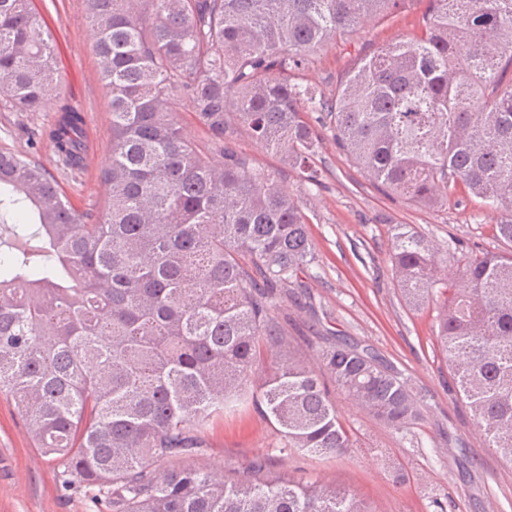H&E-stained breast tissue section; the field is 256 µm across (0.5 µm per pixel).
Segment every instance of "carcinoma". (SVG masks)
<instances>
[{
    "label": "carcinoma",
    "mask_w": 512,
    "mask_h": 512,
    "mask_svg": "<svg viewBox=\"0 0 512 512\" xmlns=\"http://www.w3.org/2000/svg\"><path fill=\"white\" fill-rule=\"evenodd\" d=\"M111 99L106 211L94 224L33 160L0 150V394L66 488L112 512H372L358 493L274 470L290 454L337 457L355 439L321 377L396 432L425 420L404 374L335 338L316 365L288 339V296L315 259L285 185H323L330 134L385 191L425 206L481 199L512 245V0H425L419 33L364 55L330 93L298 78L404 0H87ZM32 0H0V96L41 111L57 86ZM188 102L208 135L187 136ZM84 115L50 137L85 165ZM247 134L281 158L258 166ZM405 302L437 305L435 333L490 447L512 464V251L448 255L406 224L390 232ZM251 399L279 442L243 470L162 464L200 454L202 430ZM173 103L176 118L183 127L186 135L197 140L203 139L204 132L202 131L201 126L195 119L194 115L189 111L186 101L179 93H175Z\"/></svg>",
    "instance_id": "carcinoma-1"
}]
</instances>
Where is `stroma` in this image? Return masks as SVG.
<instances>
[{"label":"stroma","mask_w":512,"mask_h":512,"mask_svg":"<svg viewBox=\"0 0 512 512\" xmlns=\"http://www.w3.org/2000/svg\"><path fill=\"white\" fill-rule=\"evenodd\" d=\"M57 49L58 89L40 112H22L0 101V147L38 162L67 199L96 223L109 193L103 172L112 160L110 97L99 78L94 33L85 0H33ZM420 0H406L402 12L362 25L351 41L328 47L305 78L331 91L360 55L386 42L410 37ZM86 118L87 162L74 174L61 170L46 130L60 107ZM324 186L302 196L317 259L308 292L290 298L292 333L311 355L327 329L371 345L393 362L428 406L424 422L408 433L385 428L344 396L336 408L357 439L337 458L291 454L277 468L355 490L373 512H512V465L489 448L469 409L454 395L453 376L434 336L433 307L410 310L389 261L393 224H408L439 248L457 247V258L501 252L496 213H482L480 201L428 207L381 192L351 158L325 139L316 158ZM205 448L194 460L173 458L166 469L187 464L238 468L275 443L277 435L252 403L214 418L204 430ZM0 512H112L109 501L81 488L62 490L51 457L35 448L13 399L0 395Z\"/></svg>","instance_id":"35a3bbf8"}]
</instances>
